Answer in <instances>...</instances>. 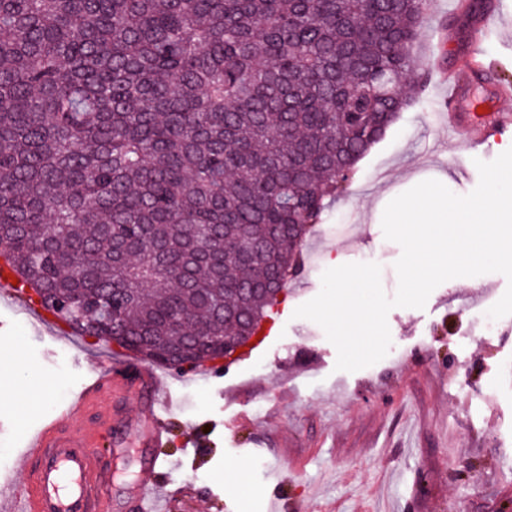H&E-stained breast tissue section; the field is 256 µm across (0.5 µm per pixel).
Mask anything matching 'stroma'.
<instances>
[{"label": "stroma", "instance_id": "obj_1", "mask_svg": "<svg viewBox=\"0 0 512 512\" xmlns=\"http://www.w3.org/2000/svg\"><path fill=\"white\" fill-rule=\"evenodd\" d=\"M498 2L481 66L512 80V0ZM457 13V0H432L412 49L416 70H447L466 58L461 34L451 32L447 46L439 32L441 17ZM447 95L446 85L427 80L420 103L401 113L331 201L263 349L210 382L172 386L167 480L193 490L175 512H501L512 498V315L483 336L467 311L501 298L504 275L445 282L424 308L390 310L387 356L355 372L336 370L337 351L323 329L294 315L319 293L335 259L378 264L383 290L394 296L402 249L382 230L388 202L428 179L447 181L458 195L476 188L472 156L443 126ZM15 343L24 373L47 387L44 403L28 412L0 401V479L18 483L29 433L80 386L90 368L85 355L107 365L123 351L63 324L37 333L24 302L0 293L6 390L16 376L4 349ZM200 426L210 445L188 447Z\"/></svg>", "mask_w": 512, "mask_h": 512}]
</instances>
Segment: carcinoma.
Returning <instances> with one entry per match:
<instances>
[{
  "label": "carcinoma",
  "instance_id": "carcinoma-1",
  "mask_svg": "<svg viewBox=\"0 0 512 512\" xmlns=\"http://www.w3.org/2000/svg\"><path fill=\"white\" fill-rule=\"evenodd\" d=\"M427 6L0 0V255L51 312L119 303L112 333L154 356L257 335L336 183L420 99Z\"/></svg>",
  "mask_w": 512,
  "mask_h": 512
}]
</instances>
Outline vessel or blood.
<instances>
[{
    "mask_svg": "<svg viewBox=\"0 0 512 512\" xmlns=\"http://www.w3.org/2000/svg\"><path fill=\"white\" fill-rule=\"evenodd\" d=\"M473 65L469 59L458 70L441 74L449 86L445 125L449 133L464 134L471 150L488 151L512 135V120L477 113L475 106L466 104L464 90ZM131 396L142 400L141 412L134 418L121 407ZM104 398L111 403L104 428L116 425L133 433L144 450L131 485L138 512H172L175 503L188 495L189 486L169 489L164 477L160 450L167 444L172 404L160 377L150 369L119 362L94 374L55 419L35 432L18 462L23 482L0 485V512H115L112 472L96 446L97 434L79 425Z\"/></svg>",
    "mask_w": 512,
    "mask_h": 512,
    "instance_id": "1",
    "label": "vessel or blood"
}]
</instances>
